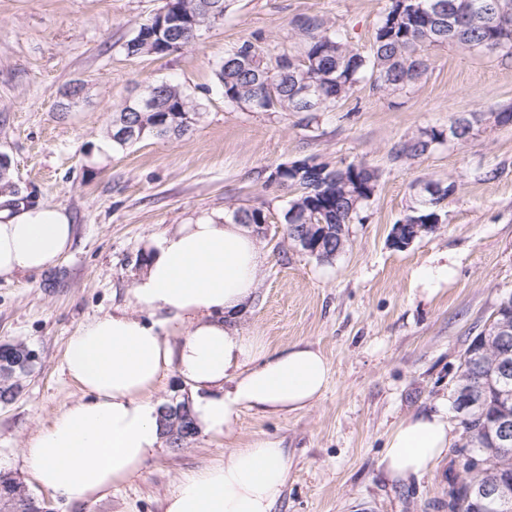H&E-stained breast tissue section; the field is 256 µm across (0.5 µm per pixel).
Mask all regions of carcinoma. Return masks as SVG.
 Returning <instances> with one entry per match:
<instances>
[{
	"label": "carcinoma",
	"instance_id": "carcinoma-1",
	"mask_svg": "<svg viewBox=\"0 0 512 512\" xmlns=\"http://www.w3.org/2000/svg\"><path fill=\"white\" fill-rule=\"evenodd\" d=\"M480 0H390L376 28L369 54L357 52L350 43L348 31L341 25H330L319 17L308 18L303 33L301 56L283 50L265 54L255 43L243 40L232 46L215 69V77L224 95V103L245 107L254 112H303L302 90L313 88L321 97L317 112H327L348 98L361 82L372 91L392 94L405 91L427 74L431 66L428 47L448 43L465 49L468 44L492 42L501 46L500 58L512 61V8L487 15L479 12ZM441 4V14L451 23L433 25L425 7ZM173 7L194 21V30H204L219 21L201 7V0H173ZM152 17L140 25L137 34L124 49L129 55L147 53L140 37H153L151 46L157 53L176 51L194 43L193 30L169 36L156 31ZM160 106L172 112H199L202 106L178 84L161 81ZM441 134L422 130L404 141L399 154L407 158L422 156L440 143ZM314 163L278 179L285 188L297 187L299 194L288 200L284 214L288 233L295 224H349L367 204L379 180L376 170L363 163H349L334 169L337 183L327 184ZM439 210V200L421 191L403 220H428ZM224 217L240 224H263V210L237 209ZM498 347L491 336L473 338L460 365L466 366L475 382L489 374L497 361ZM498 381L484 384L481 407L459 419L461 442L455 448L451 465L465 474L460 482L448 477L451 495L446 500L448 512H485L479 499L480 489L492 485L497 478L512 477V444L502 450L494 447L487 431L499 410Z\"/></svg>",
	"mask_w": 512,
	"mask_h": 512
}]
</instances>
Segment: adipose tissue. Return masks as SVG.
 Here are the masks:
<instances>
[{
	"label": "adipose tissue",
	"instance_id": "obj_1",
	"mask_svg": "<svg viewBox=\"0 0 512 512\" xmlns=\"http://www.w3.org/2000/svg\"><path fill=\"white\" fill-rule=\"evenodd\" d=\"M73 237L63 209L0 206V278L54 268ZM262 263L253 226L220 212L150 239L126 305L68 342L62 371L83 395L23 448L32 481L78 506L111 495L162 447L154 394L171 371L192 389L196 422L212 434H229L244 407L281 415L312 406L330 379L324 355L301 342L273 349L240 330ZM451 431L441 410L402 418L385 444V474L430 473ZM287 479L283 440L259 437L184 473L161 512H274Z\"/></svg>",
	"mask_w": 512,
	"mask_h": 512
}]
</instances>
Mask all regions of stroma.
Segmentation results:
<instances>
[{
	"instance_id": "stroma-1",
	"label": "stroma",
	"mask_w": 512,
	"mask_h": 512,
	"mask_svg": "<svg viewBox=\"0 0 512 512\" xmlns=\"http://www.w3.org/2000/svg\"><path fill=\"white\" fill-rule=\"evenodd\" d=\"M162 0H0V152L33 203L65 210L69 252L39 275L0 279V342L37 355L12 402L0 404V469L19 478L49 512H160L182 473L223 460L253 438L282 439L288 481L276 512H434L448 491L446 451L430 474L389 480L384 445L403 417L446 407L460 358L512 292V125L475 139L443 141L423 156L396 155L423 129L447 131L473 112L512 108V64L440 47L409 91L358 86L330 112H253L225 105L215 69L234 44L300 55L296 19L346 26L368 53L389 0H228L223 21L166 55H127L125 43ZM171 78L204 105L187 134L146 136L104 149L112 117L144 84ZM80 80L83 102L65 110L58 92ZM308 158L336 167L361 162L380 179L346 227L348 242L320 261L288 240L292 198L279 165ZM455 183L442 222L405 248L390 233L426 182ZM259 208L267 217L256 297L244 335L273 348L320 350L331 379L311 407L283 416L242 409L230 436L199 433L163 447L104 500L78 509L35 485L23 468L26 440L52 422L80 388L62 372L71 336L123 304L150 237L215 212ZM447 266L440 291H423L424 269Z\"/></svg>"
}]
</instances>
